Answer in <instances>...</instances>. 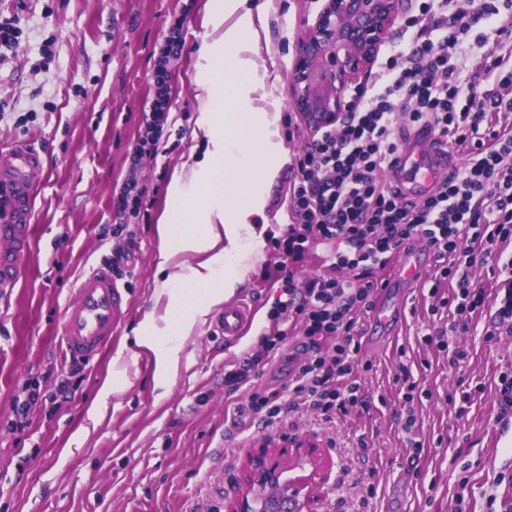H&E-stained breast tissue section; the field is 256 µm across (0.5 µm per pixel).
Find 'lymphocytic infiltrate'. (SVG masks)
Masks as SVG:
<instances>
[{
	"label": "lymphocytic infiltrate",
	"mask_w": 512,
	"mask_h": 512,
	"mask_svg": "<svg viewBox=\"0 0 512 512\" xmlns=\"http://www.w3.org/2000/svg\"><path fill=\"white\" fill-rule=\"evenodd\" d=\"M484 22L493 24L496 35H511L512 0H421L418 17L407 22L419 35L382 61L371 86L356 90L338 128L314 135L296 157L289 223L276 240L281 261L265 274L280 289L269 313L273 326L253 354L224 374L228 390L247 388L244 409L266 426L303 407L329 420L363 405L355 377L360 319L375 308L379 270L413 238L424 239L436 253L435 282L453 285L440 301L452 318L425 335V342L467 331L473 314L489 303L495 311L487 340L512 335V252L506 249L512 243V69L501 56L483 64L497 87L482 91L476 83H462L451 62L464 38ZM431 29L440 31L439 39L427 38ZM183 45L182 26L173 24L159 49L144 135L114 203V236L143 207L140 166L143 156L159 154L172 108L168 64ZM419 126L459 147L466 159L433 195L406 202L380 174L395 164L408 130ZM317 243L331 247L325 271L297 286L293 272L313 259ZM481 258L504 275L495 295L472 280ZM291 334L301 336L303 347L292 377L278 388L255 385L259 364Z\"/></svg>",
	"instance_id": "f902f5d3"
}]
</instances>
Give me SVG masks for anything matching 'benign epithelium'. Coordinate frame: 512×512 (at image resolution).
I'll return each instance as SVG.
<instances>
[{"mask_svg":"<svg viewBox=\"0 0 512 512\" xmlns=\"http://www.w3.org/2000/svg\"><path fill=\"white\" fill-rule=\"evenodd\" d=\"M405 0H324L302 36L291 70L293 106L312 129L330 130L349 109L346 92L376 63ZM242 472L229 478L236 496L227 512H315L328 486L330 464L317 439L265 435ZM309 466L301 482L286 476V463Z\"/></svg>","mask_w":512,"mask_h":512,"instance_id":"1","label":"benign epithelium"}]
</instances>
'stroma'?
Returning <instances> with one entry per match:
<instances>
[{
  "instance_id": "stroma-1",
  "label": "stroma",
  "mask_w": 512,
  "mask_h": 512,
  "mask_svg": "<svg viewBox=\"0 0 512 512\" xmlns=\"http://www.w3.org/2000/svg\"><path fill=\"white\" fill-rule=\"evenodd\" d=\"M208 0H0V14L16 15L23 30L12 56L0 64V148L40 146L44 181L36 193L32 250L14 285L0 288V512H225L233 490L226 480L255 441L266 435L261 418L238 416L246 389L224 387L232 369L269 329L279 290L258 280L278 260L274 240L285 228L288 185L283 166L269 189L263 254L245 273L235 300L250 307L252 326L225 343L216 314L188 336L178 375L166 397L154 389L156 357L138 347L134 330L146 312L164 315L158 283L194 253L159 258L158 224L168 186L195 144L199 100L194 77L206 37ZM267 35L254 57L281 76L272 96L256 106H279V133L296 158L312 131L290 106V72L304 31L322 0H264ZM182 21L185 45L170 66L172 108L166 152L144 159L140 178L146 209L112 234V200L144 133L158 47ZM133 243L128 272L117 276L124 316L112 345L79 373L62 349V313L79 276L111 264L116 247ZM435 298L428 278L412 288L405 316L381 347L361 338L367 406L325 420L312 410L289 413L281 433L315 437L332 463L330 490L320 512H512V442L500 439L498 377L512 369V338L486 342L487 316L475 317L455 344L467 353L459 368L448 352L424 341ZM302 357L301 339L259 369V385L287 383ZM419 385L404 406L396 380L401 369ZM127 385L97 417L89 411L112 370ZM38 384L23 429H13V404ZM68 386L69 400L57 399ZM467 391L457 415L447 393Z\"/></svg>"
}]
</instances>
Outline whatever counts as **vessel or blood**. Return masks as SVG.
<instances>
[{
  "label": "vessel or blood",
  "mask_w": 512,
  "mask_h": 512,
  "mask_svg": "<svg viewBox=\"0 0 512 512\" xmlns=\"http://www.w3.org/2000/svg\"><path fill=\"white\" fill-rule=\"evenodd\" d=\"M456 160L445 140L430 131L403 140L397 162L387 174L409 200L431 195ZM44 179L39 148L22 144L0 151V286H12L20 261L31 246L30 219L35 193ZM431 252L424 242L402 246L390 277L385 280L375 315L378 327L389 329L400 319L406 288L429 264ZM124 298L109 268H91L81 279L74 300L62 316V341L67 356L90 362L112 340L123 314ZM253 311L245 304H226L217 321L225 341L236 342L251 325Z\"/></svg>",
  "instance_id": "vessel-or-blood-1"
}]
</instances>
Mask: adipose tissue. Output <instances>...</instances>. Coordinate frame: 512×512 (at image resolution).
Wrapping results in <instances>:
<instances>
[{"label":"adipose tissue","mask_w":512,"mask_h":512,"mask_svg":"<svg viewBox=\"0 0 512 512\" xmlns=\"http://www.w3.org/2000/svg\"><path fill=\"white\" fill-rule=\"evenodd\" d=\"M264 5L247 0H209L210 34L199 51L195 84L200 102L198 139L205 150L186 174L174 177L159 223L161 263L180 253L204 254L161 281L162 317L145 315L135 331L137 345L157 360L155 385L169 391L178 352L194 328L242 283L264 247L253 228L263 215L267 189L288 160L278 133V111L253 105L257 90L275 87L276 71L253 59Z\"/></svg>","instance_id":"adipose-tissue-1"}]
</instances>
